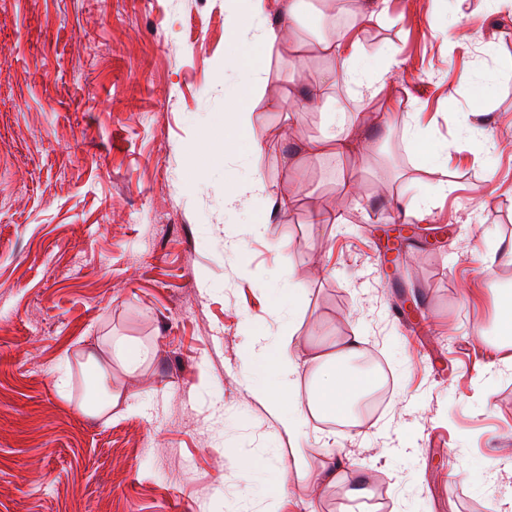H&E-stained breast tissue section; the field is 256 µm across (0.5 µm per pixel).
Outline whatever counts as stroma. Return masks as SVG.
<instances>
[{
  "mask_svg": "<svg viewBox=\"0 0 512 512\" xmlns=\"http://www.w3.org/2000/svg\"><path fill=\"white\" fill-rule=\"evenodd\" d=\"M450 7L388 0L363 27L374 63L400 61L384 77L394 110L338 83L373 145L340 164L299 152L323 116L298 95L325 62L273 50L252 115L274 142L255 159L266 187L244 197L266 220L256 236L224 206L244 164L224 149L229 0H0V512H512V369L489 339L496 291L512 288V15L469 0L454 48L428 23ZM283 192L298 196L285 213ZM416 195L431 213L395 238ZM277 283L305 290L293 317ZM289 320L299 393L322 345L358 336L392 394L354 429L310 417L304 448L340 473L275 501L290 442L243 356L251 332ZM114 339L154 355L128 367ZM90 351L116 396L99 416L77 409ZM360 479L369 492L351 499Z\"/></svg>",
  "mask_w": 512,
  "mask_h": 512,
  "instance_id": "obj_1",
  "label": "stroma"
}]
</instances>
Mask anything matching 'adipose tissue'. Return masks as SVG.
<instances>
[{
    "label": "adipose tissue",
    "mask_w": 512,
    "mask_h": 512,
    "mask_svg": "<svg viewBox=\"0 0 512 512\" xmlns=\"http://www.w3.org/2000/svg\"><path fill=\"white\" fill-rule=\"evenodd\" d=\"M385 3L386 0H366L358 21L352 22L346 31L317 35L311 44L327 66L309 82V103L325 114L321 134L307 144L310 157L327 154L352 157L361 148L351 136L347 108L334 97L333 90L342 79L360 87L366 100L378 98L380 80L371 74L358 33L364 24L384 14ZM305 8V0H239L230 18L231 26L238 29L234 52L243 66V88L225 91L224 125L242 140L245 156L261 153L268 146L264 130L252 121V114L264 96L262 75L266 55L283 45L284 21L299 19ZM360 343L359 337H344L333 343L331 351L317 356L308 398L303 401L297 391V336L290 330L282 331L271 340L262 333L251 336L245 352L246 365L251 367L261 362L267 365L266 374L253 379L252 388L276 416L283 432L297 441L291 450L292 467L272 488L273 497L287 496L295 482L317 484L335 480L334 470L312 468L305 448L299 446L298 441L309 416L354 420L355 408L374 386L373 378L355 366L361 356Z\"/></svg>",
    "instance_id": "obj_1"
}]
</instances>
